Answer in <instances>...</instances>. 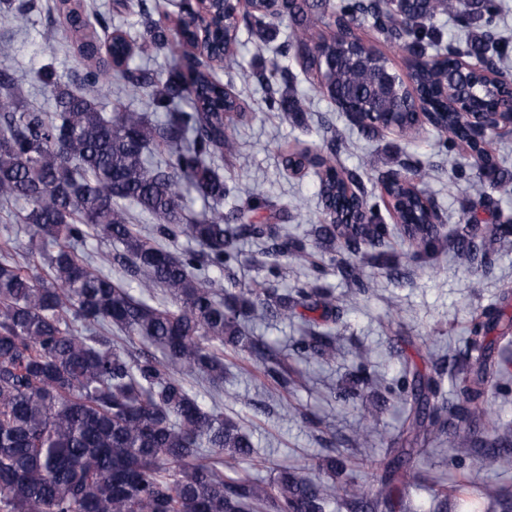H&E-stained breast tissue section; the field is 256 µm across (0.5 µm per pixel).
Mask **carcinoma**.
Here are the masks:
<instances>
[{
    "mask_svg": "<svg viewBox=\"0 0 512 512\" xmlns=\"http://www.w3.org/2000/svg\"><path fill=\"white\" fill-rule=\"evenodd\" d=\"M212 25L224 31V56L231 54L240 25L269 42L274 19L288 20L286 52L343 112L359 115L367 135L381 130L393 113L401 132L419 129L417 113L430 116L439 141L452 152L480 157L470 166L464 219L451 238L431 223V200L420 185L429 173L406 164L379 176L384 194L404 223L407 245L400 258L423 263L453 251L477 263L468 283L479 295L493 260L475 244L477 214L494 197H512V174L500 169L493 139L461 121L454 103L466 94L471 111L486 112L491 126L512 130L500 105L512 98V76L498 68L509 42L496 36L493 0H292L277 16L258 0L251 17L239 20L230 3L211 5ZM64 16L68 46L82 69L63 81L48 63L36 73L52 96L51 111L30 105L8 66L11 38L0 36V207L24 227L30 249L22 252L10 234L0 239V512H393L411 477L413 456L430 450L456 459L473 427L493 419L486 406V381L512 378L506 364L489 355L488 335L512 334L504 295L472 318L465 340L470 360L462 404L438 400L439 383L417 370L396 381L402 422L386 449L387 473L376 476L370 498L353 480L336 481L321 468L281 464L268 479L230 476L224 465L254 458L252 434L224 418L186 388L190 375L223 390L224 347L263 365L281 395L276 414L303 417L288 391L304 380L288 365V352L274 350L254 334L259 322L301 319L306 335L296 347L325 365L343 354L336 341L342 299L323 284L337 273L352 295L374 287L373 277L351 257L378 260L392 234L361 176L341 166L340 134L327 150L296 149L284 156L292 172L309 169L317 180L320 223L303 238L284 229L288 212L254 189L228 185L215 166L237 152L235 130L248 118L242 102L215 73V48L195 39L193 18L178 19L179 34L140 6V41L129 39L84 0H53ZM456 19L467 33L466 55L488 63L466 67L448 54L445 30L436 18ZM340 30L326 37L329 18ZM364 24L385 39L408 47L414 58L408 80L357 35ZM179 50L197 72V92L187 99L178 81L132 64L137 54ZM240 84L265 85L268 105L291 122H303L294 76L274 65L244 68ZM118 81L131 98L146 97L151 112L118 106L108 116L99 98ZM238 204L224 210L230 194ZM212 202L190 211L192 196ZM13 204L17 210L9 209ZM185 236L195 247L173 251ZM95 240L115 244L107 253L86 249ZM261 245L268 278L245 288H224V269L235 264L247 242ZM308 268L307 281L288 300L275 284L281 259ZM379 431L370 411H360L347 444L374 448ZM500 475L512 474V447L486 449ZM478 497L500 504L506 491L486 481Z\"/></svg>",
    "mask_w": 512,
    "mask_h": 512,
    "instance_id": "1",
    "label": "carcinoma"
}]
</instances>
